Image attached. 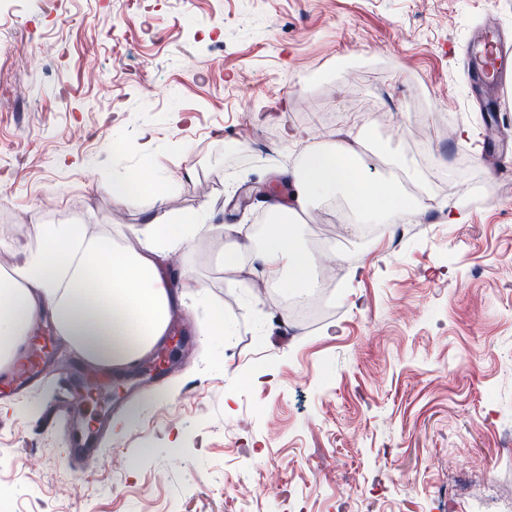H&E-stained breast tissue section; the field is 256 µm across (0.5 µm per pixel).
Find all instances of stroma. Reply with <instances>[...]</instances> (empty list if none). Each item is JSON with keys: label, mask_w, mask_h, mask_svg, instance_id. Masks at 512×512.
Listing matches in <instances>:
<instances>
[{"label": "stroma", "mask_w": 512, "mask_h": 512, "mask_svg": "<svg viewBox=\"0 0 512 512\" xmlns=\"http://www.w3.org/2000/svg\"><path fill=\"white\" fill-rule=\"evenodd\" d=\"M486 20L512 40V0H0L13 261L38 224L212 226L157 258L196 282V346L113 417L106 465L69 466L52 382L0 404L9 512H471L463 483L512 512V142L477 152L462 56ZM313 112L325 132L287 143ZM354 121L369 178L400 154L434 202L372 236L350 203L300 215L303 250L327 235L338 257L328 311L303 316L289 289H252V251L220 253L275 220L243 192L289 201L283 174ZM146 167L162 203L113 199Z\"/></svg>", "instance_id": "stroma-1"}]
</instances>
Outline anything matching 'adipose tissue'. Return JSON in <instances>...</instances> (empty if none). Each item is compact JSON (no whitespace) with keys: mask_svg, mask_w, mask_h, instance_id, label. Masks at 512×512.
Segmentation results:
<instances>
[{"mask_svg":"<svg viewBox=\"0 0 512 512\" xmlns=\"http://www.w3.org/2000/svg\"><path fill=\"white\" fill-rule=\"evenodd\" d=\"M363 144L358 124L306 154L291 172L294 204H270L276 220L255 260L269 282L301 289L311 284L312 258L298 245L296 218L309 212L313 198L345 192L374 224L415 216L397 183L370 182L360 163ZM197 217L178 222L151 219L147 245L115 251L108 237H89L78 224H40L24 260L0 274V370L11 367L31 327L50 318L80 357L122 372L150 353L167 336L189 276L166 281L157 271L162 250L184 247L205 231Z\"/></svg>","mask_w":512,"mask_h":512,"instance_id":"obj_1","label":"adipose tissue"}]
</instances>
